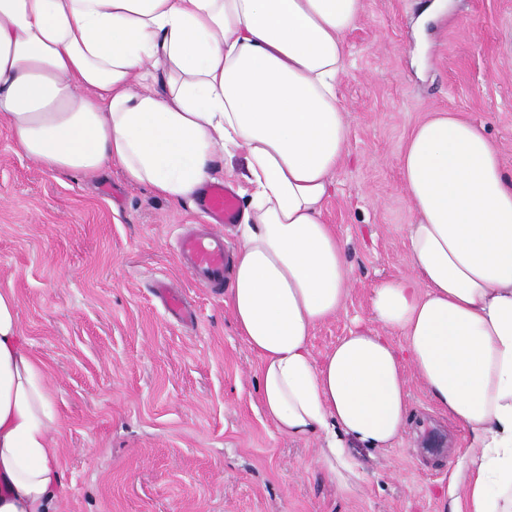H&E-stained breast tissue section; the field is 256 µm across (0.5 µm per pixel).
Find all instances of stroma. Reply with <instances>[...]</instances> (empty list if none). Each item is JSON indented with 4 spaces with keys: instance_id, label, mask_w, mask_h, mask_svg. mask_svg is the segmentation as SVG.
<instances>
[{
    "instance_id": "obj_1",
    "label": "stroma",
    "mask_w": 512,
    "mask_h": 512,
    "mask_svg": "<svg viewBox=\"0 0 512 512\" xmlns=\"http://www.w3.org/2000/svg\"><path fill=\"white\" fill-rule=\"evenodd\" d=\"M431 2L364 0L346 35L349 157L324 219L353 279L344 310L314 331L318 359L369 317L380 281L412 273L400 156L417 123L450 111L484 124L512 171V0H446L421 45L415 23ZM206 220L198 202H170L116 167L97 178L46 171L0 123V289L16 295L47 372L59 512H450L466 433L417 378L407 431L387 451L359 450L368 476L356 496L318 466L315 440L275 430L223 293L178 263L179 238ZM158 280L193 320L165 309Z\"/></svg>"
}]
</instances>
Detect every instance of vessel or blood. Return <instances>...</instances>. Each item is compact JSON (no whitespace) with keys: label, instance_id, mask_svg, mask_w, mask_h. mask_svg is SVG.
Returning a JSON list of instances; mask_svg holds the SVG:
<instances>
[{"label":"vessel or blood","instance_id":"obj_1","mask_svg":"<svg viewBox=\"0 0 512 512\" xmlns=\"http://www.w3.org/2000/svg\"><path fill=\"white\" fill-rule=\"evenodd\" d=\"M202 208L215 216L218 223L232 224L236 221V198L222 184L214 183L206 188ZM178 256L199 285L215 291L223 287L229 265L223 233L209 231L185 235L180 241Z\"/></svg>","mask_w":512,"mask_h":512}]
</instances>
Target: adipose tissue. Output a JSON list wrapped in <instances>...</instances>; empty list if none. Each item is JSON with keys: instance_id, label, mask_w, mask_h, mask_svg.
Here are the masks:
<instances>
[{"instance_id": "adipose-tissue-1", "label": "adipose tissue", "mask_w": 512, "mask_h": 512, "mask_svg": "<svg viewBox=\"0 0 512 512\" xmlns=\"http://www.w3.org/2000/svg\"><path fill=\"white\" fill-rule=\"evenodd\" d=\"M362 13L363 0H0V120L48 171L116 166L175 203L217 157L243 156L224 304L259 359L266 418L316 439L353 496L358 449L392 447L408 424L414 370L468 434L463 512H512V175L483 126L438 112L414 127L400 157L413 273L374 288L369 321L323 359L311 352L352 282L324 207L348 156L338 89ZM58 427L0 289V512H54Z\"/></svg>"}]
</instances>
